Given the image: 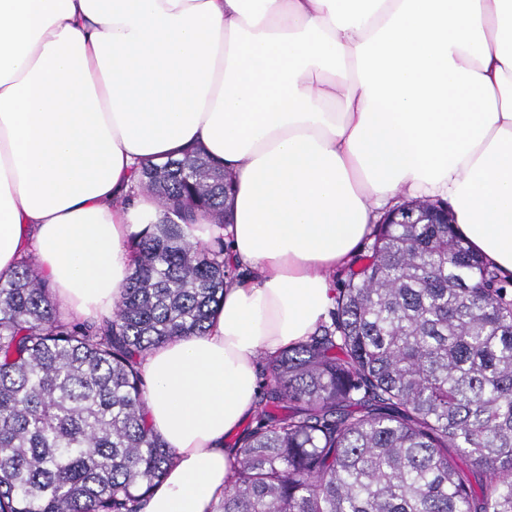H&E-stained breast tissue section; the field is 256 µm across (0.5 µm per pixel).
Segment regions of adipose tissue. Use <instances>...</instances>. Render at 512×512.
I'll list each match as a JSON object with an SVG mask.
<instances>
[{
	"label": "adipose tissue",
	"instance_id": "ef3b65f1",
	"mask_svg": "<svg viewBox=\"0 0 512 512\" xmlns=\"http://www.w3.org/2000/svg\"><path fill=\"white\" fill-rule=\"evenodd\" d=\"M196 149L235 190L192 238L256 277L143 357L173 464L141 512H220L259 357L308 340L400 199L448 201L512 277V0H0L1 280L31 254L74 318L112 317L133 175Z\"/></svg>",
	"mask_w": 512,
	"mask_h": 512
}]
</instances>
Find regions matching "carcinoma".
<instances>
[{"label": "carcinoma", "instance_id": "1", "mask_svg": "<svg viewBox=\"0 0 512 512\" xmlns=\"http://www.w3.org/2000/svg\"><path fill=\"white\" fill-rule=\"evenodd\" d=\"M232 190L202 151L135 173L157 213L109 321L61 317L29 257L0 282V512H140L161 483L141 359L204 333L243 276L224 239L190 241ZM407 209L375 224L329 320L268 359L222 512H512V279L429 222L436 201Z\"/></svg>", "mask_w": 512, "mask_h": 512}]
</instances>
